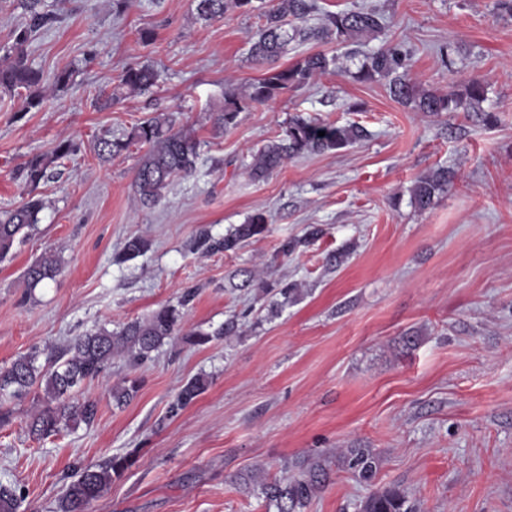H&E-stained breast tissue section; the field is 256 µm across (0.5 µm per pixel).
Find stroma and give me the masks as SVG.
Returning a JSON list of instances; mask_svg holds the SVG:
<instances>
[{"mask_svg":"<svg viewBox=\"0 0 512 512\" xmlns=\"http://www.w3.org/2000/svg\"><path fill=\"white\" fill-rule=\"evenodd\" d=\"M317 5L307 26L327 12L382 9L384 37L359 51L401 45L412 80L439 93L479 78L495 123L463 111L427 118L394 101L385 82L330 71L240 113L217 136L212 114L225 88L263 74L249 58L256 13L205 20L197 0H42L56 20L33 32L29 62L47 77L75 75L32 109L27 90L0 92V212L44 202L0 261V368L95 328L120 330L187 291L185 329L240 321L236 334L204 345L175 337L142 364L113 361L82 389L97 402L92 425L36 440L28 425L43 407L40 389L8 401L0 483L21 490L20 512H57L77 466L128 452L135 465L89 512H275L240 475L279 478L302 460L330 473L304 512H362L385 490L405 493L413 512H512V19L496 0ZM144 64L159 72L158 86L113 99L119 75ZM161 112L194 131L200 159L145 207L133 188L144 146L103 160L95 143L126 140ZM295 115L356 122L369 136L252 181L251 150ZM68 139L80 151L26 183L25 161ZM439 167L454 175L448 190L416 210L412 185ZM258 212L269 231L237 254L195 250L200 230L220 237ZM311 224L319 239L276 258L282 240ZM133 238L146 250L121 261ZM46 253L60 259L59 273L28 287L27 267ZM331 253L340 258L333 268ZM246 270L256 285L244 290ZM274 278L301 289L275 312L259 288ZM199 376L204 392L167 418L181 386ZM128 377L139 390L115 405L112 388ZM352 448L373 457L370 480L349 468Z\"/></svg>","mask_w":512,"mask_h":512,"instance_id":"stroma-1","label":"stroma"}]
</instances>
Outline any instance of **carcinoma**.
I'll list each match as a JSON object with an SVG mask.
<instances>
[{
  "mask_svg": "<svg viewBox=\"0 0 512 512\" xmlns=\"http://www.w3.org/2000/svg\"><path fill=\"white\" fill-rule=\"evenodd\" d=\"M39 0H25V9L32 16L31 25L14 33L9 51L0 59V89L30 90L27 104L35 108L41 104L43 76L28 62L26 47L34 29L51 21V17L36 10ZM253 0H198L197 10L206 20H217L236 9L248 8ZM262 24L258 38L250 48L253 63L262 65L280 55L293 42L316 40L354 45L361 38L377 35L385 30V19L374 10H349L325 16L318 27L309 28L304 22L314 9L313 0H261ZM348 72L339 65V57L323 52L309 54L294 65L267 71L263 76L245 86L231 87L224 91V107L214 113L213 127L222 133L237 123L239 113L254 106L273 101L290 90L300 89L318 75L330 70ZM351 77L361 82L386 81L391 97L426 117H439L459 110L482 116V121L492 124L494 115L484 111L486 89L481 80L467 82L440 94L425 89L408 77L407 55L399 47L382 46L364 55L357 71ZM159 75L148 66L129 67L122 72L119 87L128 94H139L158 83ZM325 136H318V132ZM368 137V131L357 123L336 125L318 119L296 116L282 134L251 152L246 169L252 180H267L288 161L308 154H322L351 146ZM139 142L147 151L139 160L134 176V191L143 206L157 204L171 180L176 176H189L196 171L200 158V141L193 132L178 126L174 112L160 113L136 125L127 141L103 137L97 141L99 157L109 159L124 150L128 143ZM78 144L65 141L53 151L28 159L22 169L26 181L38 184L47 176L48 169L60 158L77 153ZM448 169L439 168L419 177L411 188V204L420 211L429 209L437 193L448 187ZM43 208L42 201L31 199L23 205L0 216V259L13 250L19 235L38 222ZM268 232L267 219L262 213L251 215L216 239L209 230L200 231L197 247L205 251H222L235 254L246 241L264 236ZM318 225H311L305 237L286 239L280 243L277 255L284 258L297 249L322 236ZM59 271V259L44 255L26 272L29 287L34 288L45 280L53 279ZM193 293L185 292L178 305L162 306L145 319H134L119 331L105 328L75 337L65 353L49 356L45 364H38V355L30 353L18 357L7 368L0 369V405L9 398H21L34 386L41 388L46 407L30 423L32 435L43 438L68 426L93 423L97 403L81 394V387L103 375L112 360L128 358L138 364L147 361L151 353L165 340L180 336L195 344H206L211 334L199 330H183L181 308L188 305ZM206 387L201 377L190 379L169 403L167 414L173 418L191 404ZM138 386L132 381L112 388V400L122 406L130 402ZM350 468L359 477L373 475V459L361 450L350 449ZM136 461V455L127 453L109 458L95 466L79 468L66 485L58 504L59 512H88L90 504L100 498L112 480L124 474ZM329 472L325 466L313 462L302 463L298 475L262 484L264 497L276 512H303L315 493L325 485ZM21 494L12 485L0 484V512H19ZM405 497L397 491L373 494L364 504V512H409L404 508Z\"/></svg>",
  "mask_w": 512,
  "mask_h": 512,
  "instance_id": "carcinoma-1",
  "label": "carcinoma"
}]
</instances>
